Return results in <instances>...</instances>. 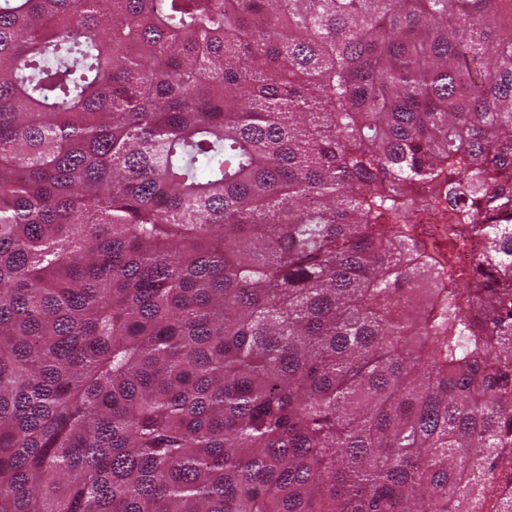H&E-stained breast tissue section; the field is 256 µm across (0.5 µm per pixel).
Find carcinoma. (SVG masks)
Instances as JSON below:
<instances>
[{
    "label": "carcinoma",
    "mask_w": 512,
    "mask_h": 512,
    "mask_svg": "<svg viewBox=\"0 0 512 512\" xmlns=\"http://www.w3.org/2000/svg\"><path fill=\"white\" fill-rule=\"evenodd\" d=\"M0 512H512V0H0ZM446 206L441 219L428 211H420L416 213L413 224H409L410 238L433 259H438V253L446 246V241L448 243V225L453 224L455 216V211L448 208V204Z\"/></svg>",
    "instance_id": "carcinoma-1"
}]
</instances>
